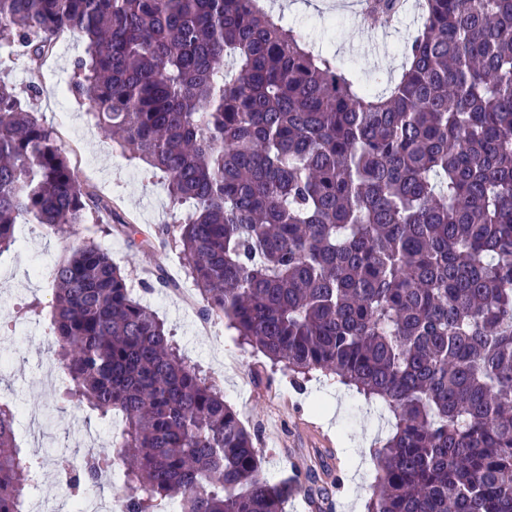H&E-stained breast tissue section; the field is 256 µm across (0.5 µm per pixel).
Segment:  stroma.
I'll return each mask as SVG.
<instances>
[{"label":"stroma","instance_id":"obj_1","mask_svg":"<svg viewBox=\"0 0 512 512\" xmlns=\"http://www.w3.org/2000/svg\"><path fill=\"white\" fill-rule=\"evenodd\" d=\"M407 2V11L393 23L381 60L369 46L374 23L355 5L344 0H267L266 6L301 30L316 49L335 54L363 83L380 90L399 68L401 47L417 22L416 0ZM0 76L12 81L39 117L55 127L81 178L112 198L137 226L156 233L150 244L131 242L105 234L94 215L58 236L41 231L31 236L26 224H19L20 247L0 254V397L19 405L20 446L49 468L59 452L82 456L86 440L110 447L120 427L119 421L99 418L83 407L61 406L59 386L67 375L57 365L48 339L50 273L40 264L55 262L69 241L91 236L128 271L134 288L140 289L157 268L174 277L177 289L157 284L141 299L173 330L185 358L207 373L246 428L256 432L262 468L270 480L276 483L294 475L291 460L297 457L319 485L329 486L331 479L321 463L338 457L343 490L330 496L324 512H363L375 477L368 451L385 442L395 422L385 404L368 402L320 373L304 389H295L261 352L239 344L223 320L211 319L210 330H203L206 322L198 303L187 302L183 294L190 285L183 261L157 234L187 215L186 210L173 209L161 176L105 140L76 97H68V121L60 123L55 86L36 83L25 61L1 63Z\"/></svg>","mask_w":512,"mask_h":512}]
</instances>
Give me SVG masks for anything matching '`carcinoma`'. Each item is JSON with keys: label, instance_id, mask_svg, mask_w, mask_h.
<instances>
[{"label": "carcinoma", "instance_id": "cac0c4a2", "mask_svg": "<svg viewBox=\"0 0 512 512\" xmlns=\"http://www.w3.org/2000/svg\"><path fill=\"white\" fill-rule=\"evenodd\" d=\"M405 0H368L386 22ZM398 77L375 91L259 0H0V50L86 43L70 91L189 204L171 231L204 318L302 388L336 376L393 414L365 512H512V0H418ZM96 213L56 132L0 79V254L16 224ZM62 401L123 428L66 483L121 461L122 512H284L256 435L192 367L101 244L53 265ZM0 401V512L38 462Z\"/></svg>", "mask_w": 512, "mask_h": 512}]
</instances>
